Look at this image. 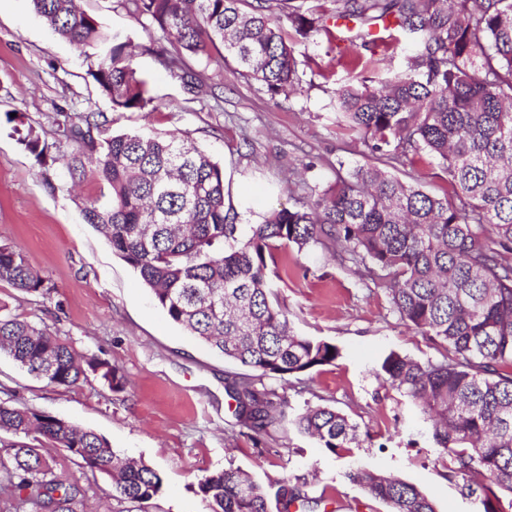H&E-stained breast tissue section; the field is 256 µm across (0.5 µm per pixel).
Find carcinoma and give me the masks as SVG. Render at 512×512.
Masks as SVG:
<instances>
[{
  "label": "carcinoma",
  "mask_w": 512,
  "mask_h": 512,
  "mask_svg": "<svg viewBox=\"0 0 512 512\" xmlns=\"http://www.w3.org/2000/svg\"><path fill=\"white\" fill-rule=\"evenodd\" d=\"M59 37L94 59L88 74L112 108L153 103L133 65L138 46L109 33L75 0H31ZM332 8L295 0H125L127 11L193 55L221 45L224 60L276 96L294 89L298 61L280 26L333 36L328 18L356 23L354 40L388 24L414 46L409 73L369 84L359 74L337 92L336 111L350 131L386 162L421 152L435 157L453 195L437 197L377 166L354 168L315 191L299 208L271 211L260 224H239L225 207L224 170L187 137L135 131L103 134L102 113L63 128L78 144L67 158L72 179L94 175L100 197L84 205L86 223L139 274L156 303L188 334L259 372L258 379L305 374L339 357L325 341L294 334L266 256L292 244H318L341 260L382 272L393 311L440 350L420 362L391 352L381 370L431 422L452 472L475 481L483 512H501L498 492L512 494V0H331ZM22 144L38 156L50 146L32 128ZM0 281L26 292L44 279L21 251L0 246ZM57 387L93 375L125 388L119 367L78 357L50 329L3 312L0 354ZM246 428L275 422L272 392L242 379L228 389ZM292 424L335 453L358 439V427L317 405ZM0 485L18 512H78L85 489L63 480L41 452L63 448L84 475L111 481L113 496L144 504L162 479L143 462L122 459L106 439L26 404L0 402ZM350 479L391 512H436L415 486L376 471ZM212 512H269V495L243 471L198 481ZM277 512H314L320 500L288 483L274 493Z\"/></svg>",
  "instance_id": "cac0c4a2"
}]
</instances>
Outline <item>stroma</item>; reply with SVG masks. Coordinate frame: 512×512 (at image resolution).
Segmentation results:
<instances>
[{"mask_svg":"<svg viewBox=\"0 0 512 512\" xmlns=\"http://www.w3.org/2000/svg\"><path fill=\"white\" fill-rule=\"evenodd\" d=\"M78 5L104 29L138 44L134 65L148 81L155 109H113L89 76L81 49L58 37L30 0H0V245L20 249L47 284L28 293L0 282V304L47 325L77 352L116 364L126 384L113 392L92 377L56 387L0 354V400L92 430L163 478L160 492L139 509L113 497L103 476H80L64 449L46 448L58 475L79 477L86 512H210L198 481L222 470L250 472L272 492L284 481L303 484L328 512H390L349 480L357 469L412 484L436 512H480L477 496L439 455L424 415L379 369L393 351L423 362L439 356L399 321L383 290L321 247L274 251L282 271L277 292L294 332L330 342L340 355L296 377L264 378L283 398L284 417L266 433L240 428L225 386L252 376V369L188 336L85 223L82 204L99 195L100 184L89 177L71 186L65 158L76 145L58 135L82 112L103 113L109 134H185L225 166L234 190L249 191L239 221L257 224L271 210L301 206L312 188L376 164L375 154L339 125L336 92L351 75L348 60L358 59L363 75L389 77L405 71L410 45L367 49L346 42L341 31L332 40H306L287 25L284 35L298 60L295 93L271 95L216 52L183 54L186 69L198 77L197 89L189 90L154 53L164 44L161 33L143 28L122 0ZM30 128L54 143L51 159L40 160L21 144L20 132ZM392 173L433 195L450 191L435 158L424 153ZM317 405L336 408L358 426L359 441L349 451L331 453L294 428L293 419Z\"/></svg>","mask_w":512,"mask_h":512,"instance_id":"stroma-1","label":"stroma"}]
</instances>
